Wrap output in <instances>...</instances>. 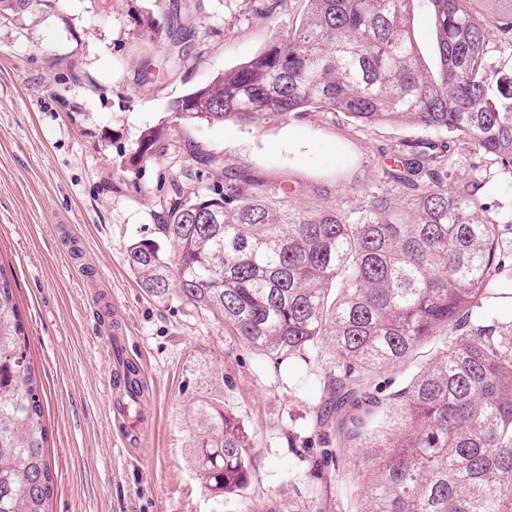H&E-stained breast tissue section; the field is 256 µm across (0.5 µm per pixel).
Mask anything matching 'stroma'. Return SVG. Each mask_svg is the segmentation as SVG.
<instances>
[{
    "mask_svg": "<svg viewBox=\"0 0 512 512\" xmlns=\"http://www.w3.org/2000/svg\"><path fill=\"white\" fill-rule=\"evenodd\" d=\"M175 0H43L34 11L0 13V266L10 272L42 388L54 480L50 512H242L288 480L308 512H356L341 457L334 476L311 483L289 437L318 448L308 427L321 375L251 350L221 319L176 297L146 294L126 258L154 235L161 165H124L142 132L170 121L184 144L289 176L344 188L386 151L424 131L361 128L311 112L259 126L178 122L173 106L218 73L253 58L300 21L305 0H287L270 19L260 0H202L196 32L177 71L143 74L163 61ZM483 217L512 213V175L482 162ZM126 354L147 382L145 446L121 447L109 406L113 320ZM221 404L254 444L257 476L242 495L216 501L196 476L194 408Z\"/></svg>",
    "mask_w": 512,
    "mask_h": 512,
    "instance_id": "35a3bbf8",
    "label": "stroma"
}]
</instances>
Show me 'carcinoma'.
<instances>
[{
  "mask_svg": "<svg viewBox=\"0 0 512 512\" xmlns=\"http://www.w3.org/2000/svg\"><path fill=\"white\" fill-rule=\"evenodd\" d=\"M38 2L0 0V11ZM305 2L297 26L177 101L174 119L255 125L324 111L430 137L395 145L391 163L338 201L244 164L205 182L216 156L191 150L185 166L171 128H148L127 168L165 169L156 238L132 243L127 265L147 294L224 320L254 351L321 367L312 427L324 449L312 473L355 457L358 512H512V325L483 306L512 271V217H478L479 175L448 190L457 158L446 140L466 141L472 169L490 155L512 173V70L485 61L490 32L512 40V0H490L488 18L473 0H426L433 69L411 33L420 0ZM199 11L197 0L180 5L173 47L194 34ZM391 367L407 376L380 382ZM195 418L199 482L240 495L255 477L253 442L223 405L203 403ZM46 444L28 334L0 267V512H48ZM301 501L290 482L244 512H304Z\"/></svg>",
  "mask_w": 512,
  "mask_h": 512,
  "instance_id": "obj_1",
  "label": "carcinoma"
}]
</instances>
